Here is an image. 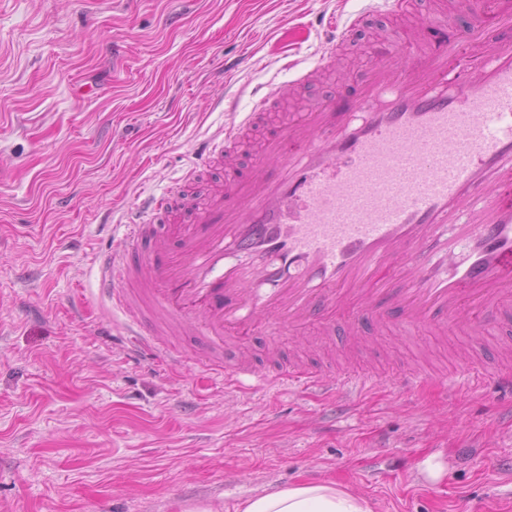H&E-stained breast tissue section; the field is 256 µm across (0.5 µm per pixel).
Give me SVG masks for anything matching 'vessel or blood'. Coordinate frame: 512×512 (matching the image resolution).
I'll list each match as a JSON object with an SVG mask.
<instances>
[{
    "instance_id": "1",
    "label": "vessel or blood",
    "mask_w": 512,
    "mask_h": 512,
    "mask_svg": "<svg viewBox=\"0 0 512 512\" xmlns=\"http://www.w3.org/2000/svg\"><path fill=\"white\" fill-rule=\"evenodd\" d=\"M412 6L366 0L343 24L326 22L311 66L289 61L288 84L255 90L249 111L225 106L223 137L200 146L224 180L189 220L169 190L127 215L121 247L100 256L98 292L135 358L170 363L177 338L194 336L203 372L239 390H362L381 376L352 361L262 375L246 356L218 355L270 326L330 336L348 313L344 352L374 330L480 336L512 323V6L410 62L393 48L355 87L278 117L369 19ZM250 139L257 173L243 180L238 149ZM487 378L512 398V348L491 372L465 362L449 385L464 393Z\"/></svg>"
}]
</instances>
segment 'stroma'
<instances>
[{
	"instance_id": "1",
	"label": "stroma",
	"mask_w": 512,
	"mask_h": 512,
	"mask_svg": "<svg viewBox=\"0 0 512 512\" xmlns=\"http://www.w3.org/2000/svg\"><path fill=\"white\" fill-rule=\"evenodd\" d=\"M362 0H0V512H235L332 479L373 512H512V399L493 383L450 393L456 352L493 337L373 336L358 364H427L401 392H239L205 384L197 342L165 369L131 359L96 291L110 221L175 187L223 132L211 100L249 111L287 83L282 47L308 57L322 16ZM407 22L375 19L315 99L387 54ZM249 68L228 69V59ZM321 371L315 340L254 335ZM425 480L416 483L413 473Z\"/></svg>"
}]
</instances>
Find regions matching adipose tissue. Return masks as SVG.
<instances>
[{
	"label": "adipose tissue",
	"mask_w": 512,
	"mask_h": 512,
	"mask_svg": "<svg viewBox=\"0 0 512 512\" xmlns=\"http://www.w3.org/2000/svg\"><path fill=\"white\" fill-rule=\"evenodd\" d=\"M239 512H371L365 499L356 497L336 482L303 481L247 499Z\"/></svg>",
	"instance_id": "adipose-tissue-1"
}]
</instances>
